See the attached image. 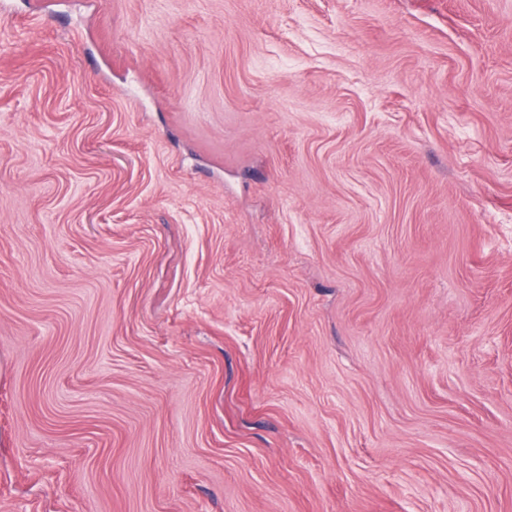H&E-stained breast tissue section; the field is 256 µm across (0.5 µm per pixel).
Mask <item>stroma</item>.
I'll list each match as a JSON object with an SVG mask.
<instances>
[{"label":"stroma","instance_id":"35a3bbf8","mask_svg":"<svg viewBox=\"0 0 512 512\" xmlns=\"http://www.w3.org/2000/svg\"><path fill=\"white\" fill-rule=\"evenodd\" d=\"M0 512H512V0H7Z\"/></svg>","mask_w":512,"mask_h":512}]
</instances>
